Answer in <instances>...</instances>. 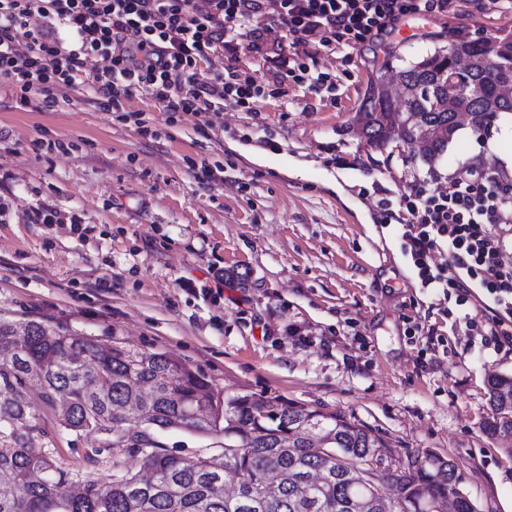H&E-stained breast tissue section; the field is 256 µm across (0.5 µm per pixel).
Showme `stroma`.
I'll list each match as a JSON object with an SVG mask.
<instances>
[{
	"label": "stroma",
	"instance_id": "35a3bbf8",
	"mask_svg": "<svg viewBox=\"0 0 512 512\" xmlns=\"http://www.w3.org/2000/svg\"><path fill=\"white\" fill-rule=\"evenodd\" d=\"M504 35L512 10L456 0L428 32L320 54L335 93L292 86L284 103L173 124L146 90L106 112L92 85L62 87L46 110L41 92L23 107L0 82V319L164 353L227 394L345 414L394 457L453 459L478 512H512V455L484 429L487 380L512 376V343L471 331L477 296L459 306L421 287L387 218L415 179L448 191L475 158L512 172V115L486 135L462 124L431 163L370 148L353 120L386 62ZM42 204L80 226L31 223ZM158 440L176 456L223 452L181 428Z\"/></svg>",
	"mask_w": 512,
	"mask_h": 512
}]
</instances>
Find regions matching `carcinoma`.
<instances>
[{"label":"carcinoma","instance_id":"cac0c4a2","mask_svg":"<svg viewBox=\"0 0 512 512\" xmlns=\"http://www.w3.org/2000/svg\"><path fill=\"white\" fill-rule=\"evenodd\" d=\"M471 61L466 73L456 58ZM413 91L393 103L384 77L372 85L354 120L366 145L384 148L393 132L413 156L431 163L447 150L469 115L483 131L500 112H512V35L458 42L398 70ZM494 408L485 430L512 444V377L488 381ZM36 391L44 414L31 406ZM51 418L61 431L86 438L91 467L112 448H126L151 472L112 462L110 480L72 471L58 461ZM231 437L233 465L225 457L184 458L156 439L166 428ZM385 447L372 429L341 413L291 401L271 402L213 388L176 359L115 345L102 353L84 336L50 330L37 321L19 330L0 321V512H353L352 499L369 498L368 512H408L417 503L454 499L456 512H477L463 491L456 463L432 451L406 459L408 466L370 489L330 455L357 462ZM270 471L279 481L263 500L253 489ZM82 478L83 491L67 492ZM395 489L391 498L383 490Z\"/></svg>","mask_w":512,"mask_h":512}]
</instances>
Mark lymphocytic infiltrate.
I'll use <instances>...</instances> for the list:
<instances>
[{
    "label": "lymphocytic infiltrate",
    "instance_id": "lymphocytic-infiltrate-1",
    "mask_svg": "<svg viewBox=\"0 0 512 512\" xmlns=\"http://www.w3.org/2000/svg\"><path fill=\"white\" fill-rule=\"evenodd\" d=\"M451 0H0V80L21 103L32 91L83 86L88 57L107 65L93 76L104 109L123 111L124 100L150 89L167 114L196 115L224 104L256 111L284 97L288 84L314 93L336 87L317 67L314 48L357 50L382 41L414 15L447 12ZM286 32L292 53L281 59L280 87L238 71H205L217 49L245 46L261 54L263 35ZM67 37H60V30ZM512 179L477 162L460 172L449 193L401 196L402 250L425 288L454 293L464 305L473 291L489 302L477 335L512 340ZM448 262L435 264V253Z\"/></svg>",
    "mask_w": 512,
    "mask_h": 512
}]
</instances>
